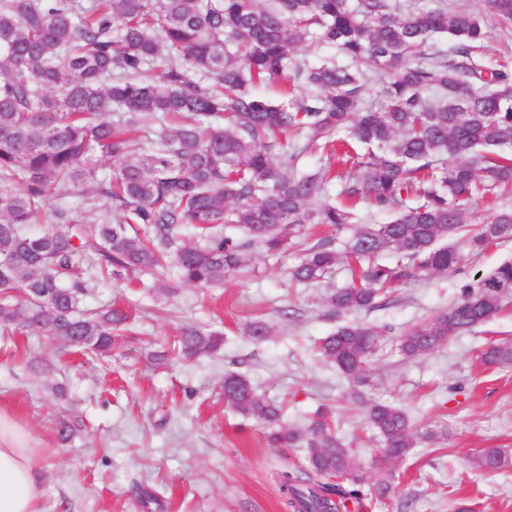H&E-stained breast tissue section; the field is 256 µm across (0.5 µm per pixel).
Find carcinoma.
<instances>
[{"mask_svg":"<svg viewBox=\"0 0 512 512\" xmlns=\"http://www.w3.org/2000/svg\"><path fill=\"white\" fill-rule=\"evenodd\" d=\"M488 3L483 15L444 0L408 9L392 0H0V325L104 358L121 345L127 314L81 307L91 272L172 267L181 283L211 288L254 248L272 258L311 224L353 225L343 248L321 238L290 271L308 285L343 263L362 268L324 295L332 315L352 318L319 339L317 354L362 401L386 470L417 439L447 437L448 424L420 434L403 409L367 397L390 328L359 313L387 308L397 284L458 272V236L472 256L512 239L509 207L468 227L474 206L512 188V59L490 67L484 55L491 26L512 30V0ZM303 45L336 56L313 63L296 54ZM263 82L281 84L283 100L257 95ZM371 84L376 105L365 102ZM146 116L164 130L151 134ZM316 151L344 171H304ZM51 197L53 225L27 233ZM98 197L109 209L90 223L84 213ZM365 198L392 219L358 224L353 207ZM226 224L242 235L225 234ZM188 228L200 240L186 239ZM387 250L390 265L378 262ZM511 297L507 261L462 284L448 312L406 330L398 351L425 357ZM223 343L194 325L174 339L187 359ZM480 360L512 365V343L486 346ZM223 388L269 445L305 450L304 467L277 472L290 512H342L390 495L356 464L327 410L292 427L247 375L225 374ZM508 464L499 448L472 460L483 472Z\"/></svg>","mask_w":512,"mask_h":512,"instance_id":"cac0c4a2","label":"carcinoma"}]
</instances>
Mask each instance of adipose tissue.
I'll return each instance as SVG.
<instances>
[{"mask_svg":"<svg viewBox=\"0 0 512 512\" xmlns=\"http://www.w3.org/2000/svg\"><path fill=\"white\" fill-rule=\"evenodd\" d=\"M0 512H41L40 469L22 428L0 411Z\"/></svg>","mask_w":512,"mask_h":512,"instance_id":"1","label":"adipose tissue"}]
</instances>
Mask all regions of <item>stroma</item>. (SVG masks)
Masks as SVG:
<instances>
[{"label": "stroma", "mask_w": 512, "mask_h": 512, "mask_svg": "<svg viewBox=\"0 0 512 512\" xmlns=\"http://www.w3.org/2000/svg\"><path fill=\"white\" fill-rule=\"evenodd\" d=\"M307 246L291 244L275 259L254 253L246 270L208 289L182 285L171 272L95 280L85 307L114 302L129 316L125 343L100 361L0 327V410L40 453L43 512H285L275 475L300 465L302 454L270 447L260 424L225 407L230 371L281 401L286 423L301 426L318 407L333 408L356 461L376 471L381 449L362 409L312 347L339 324L322 303L327 287L350 275L340 267L325 282L293 284L288 271ZM510 260L512 241L498 244L466 258L459 272L396 286L389 308L368 313L391 328L374 358L372 397L398 405L417 427L447 423L449 435L418 442L395 473L392 496L368 501L364 512H455L460 502L474 512H512V465L488 473L471 464L486 448L512 454V366L478 360L486 343L512 342V306L428 356L406 359L397 350L405 330L448 311L464 281ZM256 319L271 328L260 342L243 333ZM186 325L222 332L223 346L151 362L154 340ZM63 419L79 426L65 442L57 434ZM140 486L156 490L160 506L143 508Z\"/></svg>", "instance_id": "obj_1"}]
</instances>
